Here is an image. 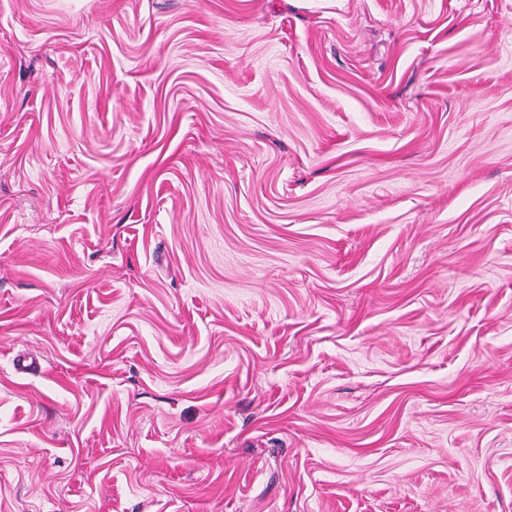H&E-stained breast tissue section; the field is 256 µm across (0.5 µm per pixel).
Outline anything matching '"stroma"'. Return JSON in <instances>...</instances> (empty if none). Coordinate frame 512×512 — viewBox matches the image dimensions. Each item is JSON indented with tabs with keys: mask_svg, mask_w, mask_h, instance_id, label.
Returning <instances> with one entry per match:
<instances>
[{
	"mask_svg": "<svg viewBox=\"0 0 512 512\" xmlns=\"http://www.w3.org/2000/svg\"><path fill=\"white\" fill-rule=\"evenodd\" d=\"M0 512H512V0H0Z\"/></svg>",
	"mask_w": 512,
	"mask_h": 512,
	"instance_id": "35a3bbf8",
	"label": "stroma"
}]
</instances>
